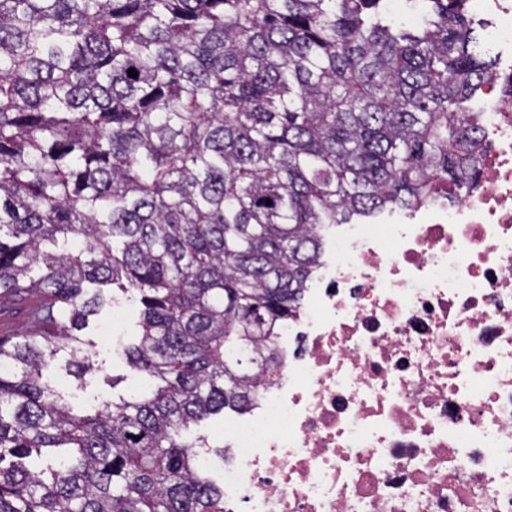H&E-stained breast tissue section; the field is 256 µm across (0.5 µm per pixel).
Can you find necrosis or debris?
<instances>
[{"mask_svg":"<svg viewBox=\"0 0 512 512\" xmlns=\"http://www.w3.org/2000/svg\"><path fill=\"white\" fill-rule=\"evenodd\" d=\"M476 187L353 224L224 422V512H512V91Z\"/></svg>","mask_w":512,"mask_h":512,"instance_id":"obj_1","label":"necrosis or debris"}]
</instances>
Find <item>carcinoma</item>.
Masks as SVG:
<instances>
[{
	"label": "carcinoma",
	"mask_w": 512,
	"mask_h": 512,
	"mask_svg": "<svg viewBox=\"0 0 512 512\" xmlns=\"http://www.w3.org/2000/svg\"><path fill=\"white\" fill-rule=\"evenodd\" d=\"M0 0V512H224L190 427L272 384L322 226L451 201L497 73L467 0ZM137 76H128V70ZM140 307L138 390L77 411ZM28 298V303L35 300V296ZM27 302L9 305L0 311V334L7 332L16 336L27 331L28 321L25 312ZM119 305L127 309L126 318L120 327L112 331V320L113 325L114 322L121 321L124 315L123 311L117 310L112 314V309H106L86 330L87 336L85 337L96 345L95 350L98 352L97 360L101 366V372L99 377L91 380L83 391L77 393V401L83 406L94 405L103 398H112V393L125 394L142 384V379L130 372L116 354L123 344L130 341L136 322V305L125 299H122ZM107 330L110 332L109 335L105 333ZM105 336H111L109 341L112 344L107 342ZM105 375L123 376L124 379L112 389L104 382Z\"/></svg>",
	"instance_id": "cac0c4a2"
}]
</instances>
